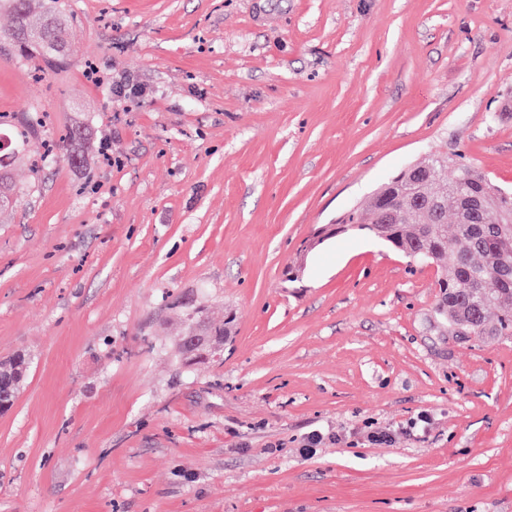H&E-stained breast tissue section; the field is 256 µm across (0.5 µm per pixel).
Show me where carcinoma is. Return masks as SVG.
Masks as SVG:
<instances>
[{"mask_svg":"<svg viewBox=\"0 0 512 512\" xmlns=\"http://www.w3.org/2000/svg\"><path fill=\"white\" fill-rule=\"evenodd\" d=\"M0 0V12L12 17L15 55L40 61L48 68L66 63L71 55L65 4L50 0ZM25 131L0 122V201L10 207L16 194L13 166L27 160V145L41 125L35 112L20 118ZM456 167L445 191L434 190L440 172ZM455 207V234L448 237V202ZM390 209L397 218L379 224V213ZM512 192H505L475 167L443 154H431L384 182L376 193L345 212L306 246L311 251L326 239L362 233L378 240L418 265L437 268L439 288L435 313L448 325V335L479 342L512 337ZM453 255L452 264L444 263ZM212 349L186 354L181 337L174 338L175 358L183 366L206 368L224 359L228 331L210 328ZM26 356L0 366V410L11 406L27 375Z\"/></svg>","mask_w":512,"mask_h":512,"instance_id":"1","label":"carcinoma"}]
</instances>
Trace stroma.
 <instances>
[{
  "label": "stroma",
  "mask_w": 512,
  "mask_h": 512,
  "mask_svg": "<svg viewBox=\"0 0 512 512\" xmlns=\"http://www.w3.org/2000/svg\"><path fill=\"white\" fill-rule=\"evenodd\" d=\"M65 2L39 75L0 15V113L44 120L0 216V512H512V338L449 336L371 237L303 248L434 152L512 191V0ZM199 303L231 339L188 373ZM28 361L25 355H17L8 364L0 366V410L11 406L16 392L26 378Z\"/></svg>",
  "instance_id": "obj_1"
}]
</instances>
